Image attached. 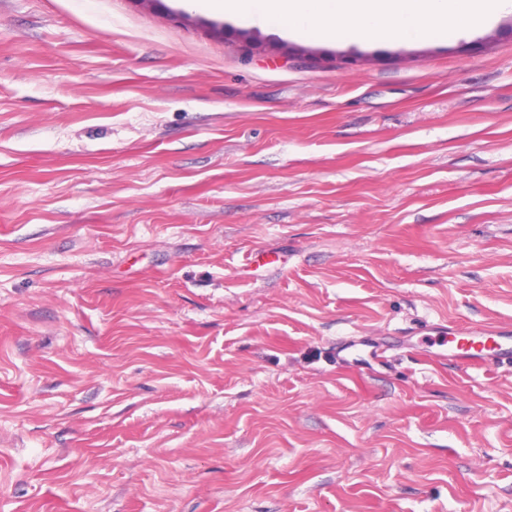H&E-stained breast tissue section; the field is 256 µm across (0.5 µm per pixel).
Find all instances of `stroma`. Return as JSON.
I'll use <instances>...</instances> for the list:
<instances>
[{"instance_id":"35a3bbf8","label":"stroma","mask_w":512,"mask_h":512,"mask_svg":"<svg viewBox=\"0 0 512 512\" xmlns=\"http://www.w3.org/2000/svg\"><path fill=\"white\" fill-rule=\"evenodd\" d=\"M512 15L364 46L0 0V512H512ZM437 332L446 333L448 336H460L457 339L456 349L449 356L458 357L470 365L484 364V350H491L498 358L512 357V336L497 326L469 327L465 333H460L454 326L443 327ZM486 345H489L488 347Z\"/></svg>"}]
</instances>
